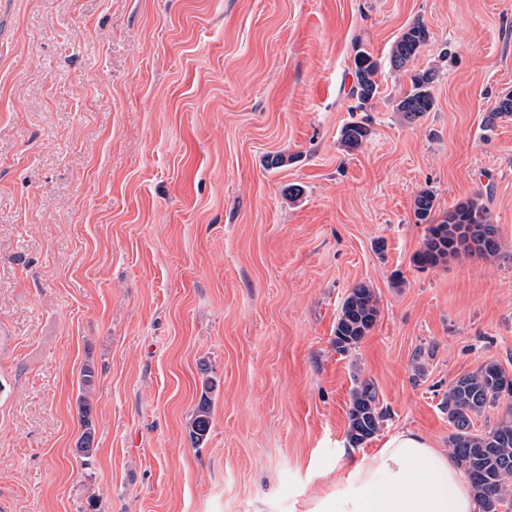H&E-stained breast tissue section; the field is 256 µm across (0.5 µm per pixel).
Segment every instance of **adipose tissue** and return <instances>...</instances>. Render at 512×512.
<instances>
[{"label": "adipose tissue", "instance_id": "ef3b65f1", "mask_svg": "<svg viewBox=\"0 0 512 512\" xmlns=\"http://www.w3.org/2000/svg\"><path fill=\"white\" fill-rule=\"evenodd\" d=\"M466 472L420 433L392 434L383 448L354 462L317 512H479Z\"/></svg>", "mask_w": 512, "mask_h": 512}]
</instances>
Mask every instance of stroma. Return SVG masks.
<instances>
[{
  "label": "stroma",
  "mask_w": 512,
  "mask_h": 512,
  "mask_svg": "<svg viewBox=\"0 0 512 512\" xmlns=\"http://www.w3.org/2000/svg\"><path fill=\"white\" fill-rule=\"evenodd\" d=\"M360 49L380 92L351 151ZM509 91L512 0H0V512H301L396 431L447 447L449 385L512 373ZM423 188L500 251L417 269ZM360 283L377 320L341 353ZM364 381L385 417L355 446ZM427 36L426 27L421 23H414L405 29L392 47L391 58L395 67L401 68L416 57ZM434 75L425 70L412 78L411 89L399 101L398 110L408 119L418 118L424 112H429L434 104L431 92ZM370 135V129L366 121H351L345 124L340 132L342 144L349 150H354L362 145ZM210 426V406L208 402L204 400L199 404L192 420L190 431L191 437L195 440V442L199 443L207 436L210 430Z\"/></svg>",
  "instance_id": "stroma-1"
}]
</instances>
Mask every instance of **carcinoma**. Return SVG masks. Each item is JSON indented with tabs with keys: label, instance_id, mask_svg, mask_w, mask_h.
<instances>
[{
	"label": "carcinoma",
	"instance_id": "cac0c4a2",
	"mask_svg": "<svg viewBox=\"0 0 512 512\" xmlns=\"http://www.w3.org/2000/svg\"><path fill=\"white\" fill-rule=\"evenodd\" d=\"M427 41L426 27L414 23L395 41L391 51L397 68L416 57ZM355 83L352 96L357 109H363L380 93L379 64L366 51L353 58ZM434 75L425 70L412 78L411 89L399 101L398 110L408 119H415L431 110ZM370 135L365 121H351L340 132L342 144L354 150ZM435 196L429 190L419 191L414 198L417 222L427 225L422 247L413 261L420 270L434 267L451 255L459 253L493 255L499 250L495 230L485 209L472 200L458 204L444 219L435 224L430 216ZM378 314L374 292L365 284L351 289L336 321L334 345L347 352L374 326ZM512 396V375L499 363L491 361L477 371L458 377L448 387L442 409L453 427L449 437L451 454L469 475L480 503L481 512H509L512 509V408L490 430L478 431L474 417L494 408L501 398ZM350 443L360 445L373 437L383 422L375 386L364 381L353 391L348 412ZM211 426L210 406L202 401L191 423L190 435L202 441Z\"/></svg>",
	"mask_w": 512,
	"mask_h": 512
}]
</instances>
